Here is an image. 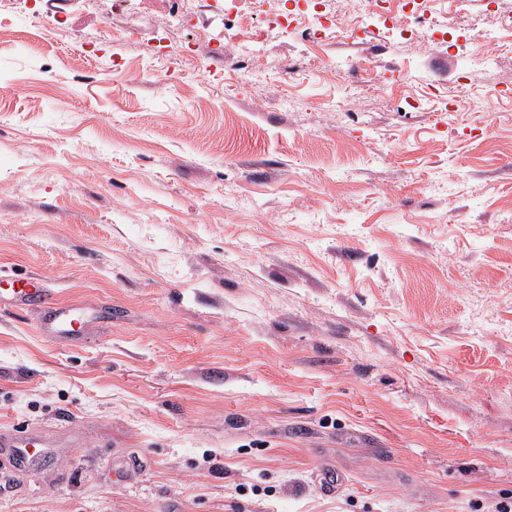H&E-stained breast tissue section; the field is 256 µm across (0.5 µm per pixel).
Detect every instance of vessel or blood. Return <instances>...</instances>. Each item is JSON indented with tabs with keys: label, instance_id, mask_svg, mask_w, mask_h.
<instances>
[{
	"label": "vessel or blood",
	"instance_id": "obj_1",
	"mask_svg": "<svg viewBox=\"0 0 512 512\" xmlns=\"http://www.w3.org/2000/svg\"><path fill=\"white\" fill-rule=\"evenodd\" d=\"M38 309L39 329L52 340L77 342L91 330L92 321L74 306L53 300L38 278H0V307ZM44 440L28 432L0 431V452L6 459L28 463L39 459Z\"/></svg>",
	"mask_w": 512,
	"mask_h": 512
}]
</instances>
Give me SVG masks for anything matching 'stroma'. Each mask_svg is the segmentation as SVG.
<instances>
[{
  "label": "stroma",
  "instance_id": "1",
  "mask_svg": "<svg viewBox=\"0 0 512 512\" xmlns=\"http://www.w3.org/2000/svg\"><path fill=\"white\" fill-rule=\"evenodd\" d=\"M43 9L70 37L0 17V274L94 326L0 309V430L51 443L0 512L512 508V45L352 29L256 81L191 27L111 42L112 0ZM15 309L37 308L39 329L52 340L78 342L91 330L92 320L72 305L53 300L38 278H0V307Z\"/></svg>",
  "mask_w": 512,
  "mask_h": 512
}]
</instances>
